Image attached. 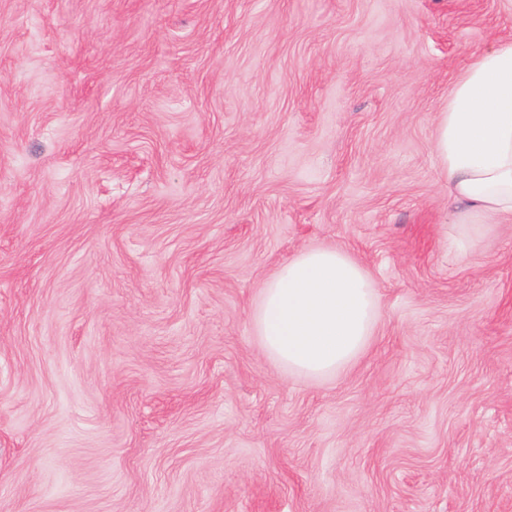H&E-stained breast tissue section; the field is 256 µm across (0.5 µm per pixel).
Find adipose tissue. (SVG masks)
I'll list each match as a JSON object with an SVG mask.
<instances>
[{"label": "adipose tissue", "mask_w": 512, "mask_h": 512, "mask_svg": "<svg viewBox=\"0 0 512 512\" xmlns=\"http://www.w3.org/2000/svg\"><path fill=\"white\" fill-rule=\"evenodd\" d=\"M435 151L456 210L448 248L466 256L512 220V40L484 51L440 113ZM252 325L265 354L288 372L327 377L366 351L379 311L375 284L340 248H313L282 263L261 289Z\"/></svg>", "instance_id": "ef3b65f1"}]
</instances>
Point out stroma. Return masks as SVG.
Here are the masks:
<instances>
[{
	"label": "stroma",
	"mask_w": 512,
	"mask_h": 512,
	"mask_svg": "<svg viewBox=\"0 0 512 512\" xmlns=\"http://www.w3.org/2000/svg\"><path fill=\"white\" fill-rule=\"evenodd\" d=\"M512 0H0V512H512V223L434 149ZM342 248L335 376L251 324ZM251 319L265 354L289 373L331 376L351 367L374 335L375 284L343 249H308L279 266Z\"/></svg>",
	"instance_id": "35a3bbf8"
}]
</instances>
